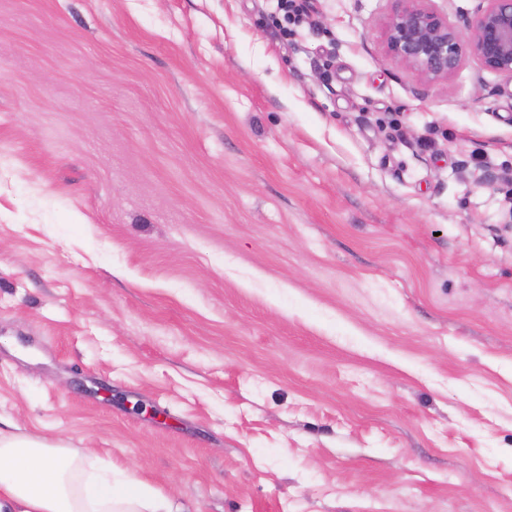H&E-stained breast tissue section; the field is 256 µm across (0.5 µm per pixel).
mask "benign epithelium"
Masks as SVG:
<instances>
[{"mask_svg":"<svg viewBox=\"0 0 512 512\" xmlns=\"http://www.w3.org/2000/svg\"><path fill=\"white\" fill-rule=\"evenodd\" d=\"M380 28L386 55L424 83L450 79L474 59L483 70L512 78V0L487 5L459 23L429 6V0H389Z\"/></svg>","mask_w":512,"mask_h":512,"instance_id":"benign-epithelium-1","label":"benign epithelium"}]
</instances>
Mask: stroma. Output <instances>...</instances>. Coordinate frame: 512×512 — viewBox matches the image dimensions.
<instances>
[{
  "label": "stroma",
  "mask_w": 512,
  "mask_h": 512,
  "mask_svg": "<svg viewBox=\"0 0 512 512\" xmlns=\"http://www.w3.org/2000/svg\"><path fill=\"white\" fill-rule=\"evenodd\" d=\"M302 2L0 0V431L184 512H512V79Z\"/></svg>",
  "instance_id": "1"
}]
</instances>
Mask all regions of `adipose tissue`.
Listing matches in <instances>:
<instances>
[{
	"mask_svg": "<svg viewBox=\"0 0 512 512\" xmlns=\"http://www.w3.org/2000/svg\"><path fill=\"white\" fill-rule=\"evenodd\" d=\"M0 512L178 509L168 495L128 471H94L84 450L0 433Z\"/></svg>",
	"mask_w": 512,
	"mask_h": 512,
	"instance_id": "adipose-tissue-1",
	"label": "adipose tissue"
}]
</instances>
